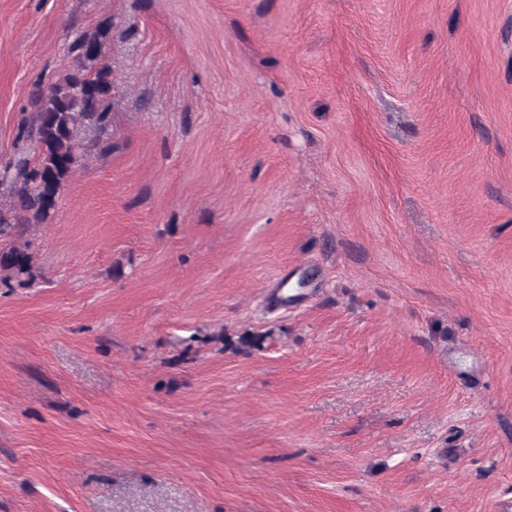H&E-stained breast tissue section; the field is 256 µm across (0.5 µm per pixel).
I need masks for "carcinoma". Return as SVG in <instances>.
Returning a JSON list of instances; mask_svg holds the SVG:
<instances>
[{"label":"carcinoma","mask_w":512,"mask_h":512,"mask_svg":"<svg viewBox=\"0 0 512 512\" xmlns=\"http://www.w3.org/2000/svg\"><path fill=\"white\" fill-rule=\"evenodd\" d=\"M72 67L49 88L35 87L31 110L21 120L14 157L0 165V195L10 209L0 211V269L22 284L33 281L30 241L17 247L31 224L48 220L68 178L81 161L112 150V72L103 36L84 33L70 45Z\"/></svg>","instance_id":"carcinoma-1"}]
</instances>
